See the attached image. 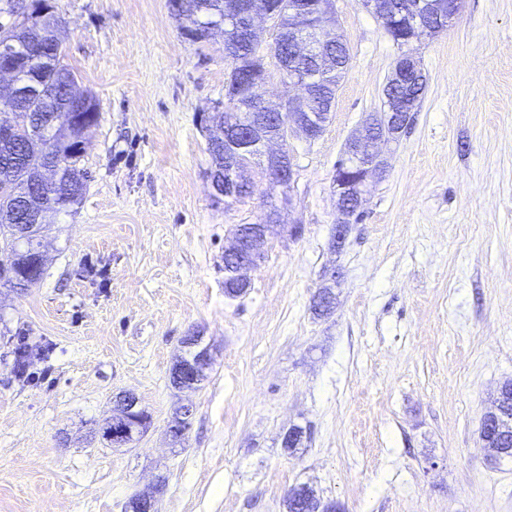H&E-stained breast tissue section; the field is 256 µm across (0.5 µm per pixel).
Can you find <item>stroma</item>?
I'll return each mask as SVG.
<instances>
[{
  "mask_svg": "<svg viewBox=\"0 0 512 512\" xmlns=\"http://www.w3.org/2000/svg\"><path fill=\"white\" fill-rule=\"evenodd\" d=\"M54 6L99 118L42 279L0 286V512H124L158 486L159 512H286L303 484L337 512H512V459L489 464L480 438L512 379V0H464L419 44L420 110L339 248L336 162L398 50L359 0H336L348 71L320 136L289 144L302 234L270 238L235 299L225 239L271 190L211 195L198 116L224 98L223 42L186 40L168 0ZM196 330L217 352L176 437L170 372ZM22 339L48 351L25 381ZM125 392L151 422L117 448L99 426Z\"/></svg>",
  "mask_w": 512,
  "mask_h": 512,
  "instance_id": "35a3bbf8",
  "label": "stroma"
}]
</instances>
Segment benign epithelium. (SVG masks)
<instances>
[{"label":"benign epithelium","instance_id":"1","mask_svg":"<svg viewBox=\"0 0 512 512\" xmlns=\"http://www.w3.org/2000/svg\"><path fill=\"white\" fill-rule=\"evenodd\" d=\"M362 7L378 17L392 14L404 18L412 37L416 38L431 30L433 16L424 11L423 0H361ZM227 23H245L248 33L263 32L261 23L270 22L282 33L288 34L293 58L273 54L258 71L256 83L261 90L259 99L242 96L239 102L246 121L234 127L247 132L244 139L232 137V127L227 118L220 115L221 106L205 117L208 140L224 145V169L212 167L208 178L213 190L212 197L222 199L231 196L244 185H251L249 174L257 169L274 187L285 195L293 191L297 181V168L288 150V140L302 137L312 140L320 135L329 118L327 112L312 110L310 91L323 81L325 72L333 64V56L327 51L339 38L336 20V0H289L288 12L278 10L274 0H230L226 9ZM421 67L413 51H402L396 57L392 68L395 81L413 83ZM18 76V60L14 46L9 40L0 41V78L12 80ZM280 79L298 87L301 93L288 99L274 102L268 98L266 87L274 79ZM264 112H288V133L282 135L267 130L253 122V106ZM408 127L397 112L372 113L353 133L348 141L349 153L344 163L348 176L335 175L337 208L341 220L336 224V244L346 240L351 224V211H360L367 193L368 182L381 180L386 172V161L380 147L400 139ZM286 201L276 207L270 219L257 224H241L238 232L231 237L230 247L225 254L232 256L234 275L240 285L236 294L245 293L250 285L248 272L257 265L260 247L267 238L280 230L288 235L300 234L295 222L282 223V211ZM182 345L192 352L186 362L176 360L177 368L205 369L212 361L211 347L202 345L199 335L187 336ZM138 398L128 393L112 408V422L129 430L128 422H138L140 413ZM314 492L306 486L288 491V500L295 508H308Z\"/></svg>","mask_w":512,"mask_h":512}]
</instances>
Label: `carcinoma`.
<instances>
[{
	"instance_id": "carcinoma-1",
	"label": "carcinoma",
	"mask_w": 512,
	"mask_h": 512,
	"mask_svg": "<svg viewBox=\"0 0 512 512\" xmlns=\"http://www.w3.org/2000/svg\"><path fill=\"white\" fill-rule=\"evenodd\" d=\"M224 2L169 0L170 7H178L189 27H225ZM60 24V17L53 11L27 27L5 28L0 24V35L6 33L14 41L22 69L19 95L15 96L20 124L11 142L0 141V183L10 188L8 192H0V269L6 271L0 279L12 288H28L31 279L42 277L44 272L37 262L41 231L35 229L16 237L14 228L30 210L57 213L80 204L87 187V172L80 167L79 144L82 129L96 124L99 113L78 112L69 105L70 79L76 78V74L62 63L65 49L57 42ZM383 29L397 47L407 44L408 30L403 24L390 21ZM224 52L230 66L229 77L238 82L241 92H251L252 73L266 59L260 42L238 46L229 35L224 38ZM335 53L336 69L327 79L331 95L346 72L349 61L346 42H339ZM423 89L421 83L396 87L394 106L399 107L406 100L407 111H416ZM50 153L54 154L59 169V185L55 189L38 181L39 170ZM481 437L492 460L512 457L511 433L502 439L490 436L483 428Z\"/></svg>"
}]
</instances>
